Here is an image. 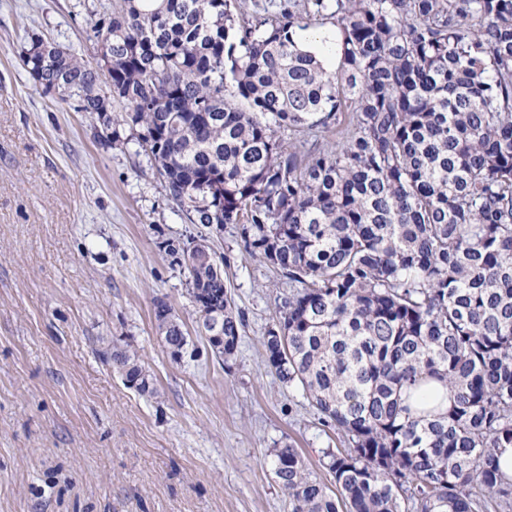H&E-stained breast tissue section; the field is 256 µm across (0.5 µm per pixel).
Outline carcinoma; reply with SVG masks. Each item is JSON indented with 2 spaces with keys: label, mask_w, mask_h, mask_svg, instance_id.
<instances>
[{
  "label": "carcinoma",
  "mask_w": 512,
  "mask_h": 512,
  "mask_svg": "<svg viewBox=\"0 0 512 512\" xmlns=\"http://www.w3.org/2000/svg\"><path fill=\"white\" fill-rule=\"evenodd\" d=\"M266 8L113 0L93 24L108 96L53 41L32 39L22 64L101 133L139 129L193 223L241 225L245 251L300 284L262 337L267 363L349 448L324 452L332 488L297 449H274L292 512H512L496 457L512 447V0ZM325 26L339 53L301 47ZM306 130L336 139L309 146ZM170 252L201 333L231 358L243 320L217 252L206 239ZM154 318L178 360L182 324L164 302ZM110 358L153 392L136 354Z\"/></svg>",
  "instance_id": "carcinoma-1"
}]
</instances>
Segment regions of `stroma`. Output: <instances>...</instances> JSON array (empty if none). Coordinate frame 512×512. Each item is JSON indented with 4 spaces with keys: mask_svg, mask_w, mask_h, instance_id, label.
<instances>
[{
    "mask_svg": "<svg viewBox=\"0 0 512 512\" xmlns=\"http://www.w3.org/2000/svg\"><path fill=\"white\" fill-rule=\"evenodd\" d=\"M110 0H0V512H292L271 451L298 448L314 475L344 448L262 338L290 288L250 257L241 227L194 224L138 132L100 138L95 116L21 66L37 36L98 65L89 16ZM207 239L243 318L231 359L197 332L170 245ZM165 301L188 336L173 360L154 321ZM135 352L141 394L113 371ZM112 368L121 375L125 383L141 394L153 393L149 375L139 362L135 353L125 348L113 346L110 355Z\"/></svg>",
    "mask_w": 512,
    "mask_h": 512,
    "instance_id": "35a3bbf8",
    "label": "stroma"
}]
</instances>
